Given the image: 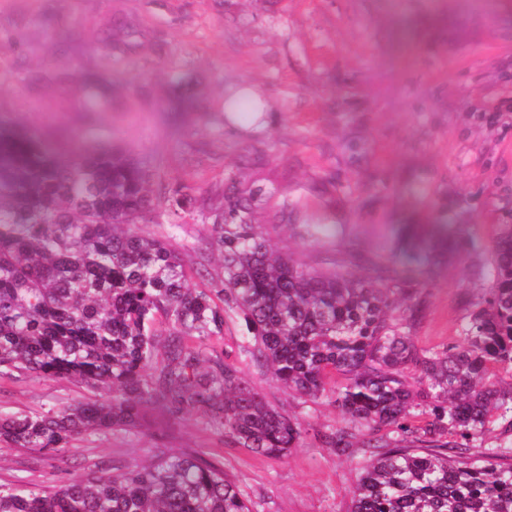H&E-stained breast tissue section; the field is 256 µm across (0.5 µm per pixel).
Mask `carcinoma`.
<instances>
[{"instance_id":"obj_1","label":"carcinoma","mask_w":512,"mask_h":512,"mask_svg":"<svg viewBox=\"0 0 512 512\" xmlns=\"http://www.w3.org/2000/svg\"><path fill=\"white\" fill-rule=\"evenodd\" d=\"M242 123L246 97L225 101ZM260 200L224 196L213 246L224 277L189 286L191 268L168 243L133 225L154 222L150 173L132 154L92 148L69 158L41 136L0 123V375L76 381L108 398L0 417V444L62 459L79 436L137 428L163 399L204 411L224 437L281 458L299 420L271 406L209 345L224 314L242 315L250 360L311 399L332 398L345 426L321 437L338 453L350 426L369 453L351 512H512V441L471 452L498 421L512 434V232L496 242L494 285L461 341L422 349L413 330L423 301L413 288L452 227L409 234L400 268H373L376 288L333 263L319 270L277 254L257 224ZM406 303L393 316V305ZM165 337L164 352L158 338ZM157 378L149 374L157 357ZM212 364L202 374L199 366ZM340 377L339 386L329 381ZM0 512H251L221 465L159 449L147 466L76 475L54 487L0 482Z\"/></svg>"}]
</instances>
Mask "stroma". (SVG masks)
<instances>
[{"instance_id":"stroma-1","label":"stroma","mask_w":512,"mask_h":512,"mask_svg":"<svg viewBox=\"0 0 512 512\" xmlns=\"http://www.w3.org/2000/svg\"><path fill=\"white\" fill-rule=\"evenodd\" d=\"M244 89L264 117L229 126L224 98ZM18 116L64 154L119 145L145 162L156 220L138 230L185 256L195 288L224 273L208 204L233 181L260 198L272 245L319 269L354 241L389 265L399 228L462 227L418 278L416 341L439 348L483 305L494 244L512 229V0H0V119ZM178 187L192 205L173 212L164 195ZM308 224L339 234L315 241ZM249 342L229 313L221 358L302 424L287 457L253 454L201 411L162 400L143 427L83 435L61 461L0 447V482L53 486L171 448L223 464L252 512H350L363 453L318 439L340 408L275 382ZM92 395L0 376V417Z\"/></svg>"}]
</instances>
